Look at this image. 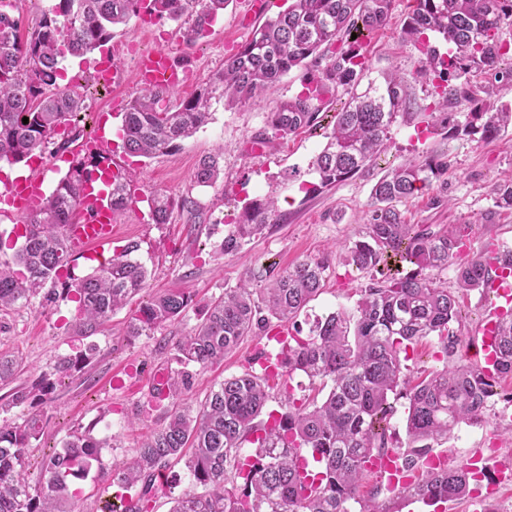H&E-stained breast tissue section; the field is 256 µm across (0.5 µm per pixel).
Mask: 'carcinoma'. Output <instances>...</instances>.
I'll return each mask as SVG.
<instances>
[{"instance_id":"1","label":"carcinoma","mask_w":512,"mask_h":512,"mask_svg":"<svg viewBox=\"0 0 512 512\" xmlns=\"http://www.w3.org/2000/svg\"><path fill=\"white\" fill-rule=\"evenodd\" d=\"M230 0H52L38 24L20 33L18 22L0 0V159L26 163L54 143L61 127L70 138L55 151H67L79 138L75 124L87 112L86 96L57 89L59 60L91 52L112 38V27L126 24L141 11L177 23L183 45L195 46ZM394 0H290L273 19L255 27L248 41L224 69L196 96L170 106V91H149L129 103L122 114L125 149L145 157L167 154L180 147L212 117L211 106L222 100L246 102L273 93L279 79L313 60L323 48L354 31L369 38L385 26ZM512 26V0H415L401 37L423 55L417 74L439 79L437 101L428 112L411 111L403 80L390 76L383 89L358 92L365 58L357 45L335 52L310 86L287 101H275L267 113L274 134L285 137L316 123V102L342 87L350 97L336 113L326 144L313 162L322 187L331 186L362 170L386 152L397 116H408L428 127H440L453 138L463 131L494 140L512 128V104L483 103L469 82L449 87L452 78L472 73L491 74L501 87L512 89V42L503 37ZM448 44L441 54L431 38ZM471 104L464 125L437 108L448 98ZM29 118L23 123L22 118ZM223 150L201 159L195 183L209 187L221 175ZM95 165L79 160L59 180L46 203L24 217L23 243L15 272L0 268V309L28 301L44 285L59 279L70 264L65 225L78 215L84 184ZM447 171L438 155L418 163H388L372 188L374 208L346 248L345 262L370 275L361 288L356 314L331 313L306 337L293 336L282 351L276 376L297 371L319 384L323 400L297 398L289 391L279 408L267 410L268 375L253 370L230 376L194 408L189 394L194 384L190 364H214L255 329L269 320L290 321L323 289L330 264L308 259L270 278L261 288L244 282L225 290L209 307L203 321L177 345L183 368L169 373L165 395L172 408L164 422L141 443L122 467L104 472L102 445L91 434L77 433L61 449L43 458L32 479L27 449L42 435L40 413L21 423L0 425V512H83L80 491L71 478L102 471L107 487L123 494L120 512H150L156 478L180 461L190 473L171 512H401L409 500L433 504L465 497L473 480L467 465L429 467L418 461L432 443L448 438L460 424L484 421L489 401L497 395L498 379L512 375V313L497 323L491 362L482 366L455 358L460 342L454 325L462 322L457 291L483 293L496 261L512 270V249L493 244L461 256L466 235L408 224L395 203L431 188ZM494 204L512 209V180L493 188ZM135 202L132 176L112 177L108 198L113 215ZM153 220L168 221L171 200L161 194L146 197ZM277 208L269 198L250 202L234 231L224 237V252L273 222ZM140 245L121 246L93 273L65 288L77 304L75 328L92 336L110 321L113 312L146 288L147 268L136 258ZM392 253L413 266L401 274L375 273ZM456 266L458 290L434 277ZM190 296L170 290L139 308L125 336H148L181 317ZM429 336L438 339L437 361L442 366L413 384L406 371L408 350ZM96 347L62 358L55 371L30 387L20 388L0 404L1 410L27 403L43 404L60 377L90 365ZM408 400L406 447H393L387 421L394 407L389 395ZM254 453L241 454L243 443ZM389 452L413 482L388 490L377 486L365 494L364 478L373 459Z\"/></svg>"}]
</instances>
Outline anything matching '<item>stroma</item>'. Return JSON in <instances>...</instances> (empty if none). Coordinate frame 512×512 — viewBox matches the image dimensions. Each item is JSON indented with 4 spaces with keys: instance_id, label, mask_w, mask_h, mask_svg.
<instances>
[{
    "instance_id": "1",
    "label": "stroma",
    "mask_w": 512,
    "mask_h": 512,
    "mask_svg": "<svg viewBox=\"0 0 512 512\" xmlns=\"http://www.w3.org/2000/svg\"><path fill=\"white\" fill-rule=\"evenodd\" d=\"M412 6V0H394L385 27L363 44L367 68L360 85L381 87L387 75L399 74L414 111L419 112L432 104L435 92L433 81L416 75L417 51L400 38ZM284 7L285 0H267L262 13L249 15L240 0H230L206 35L187 51L179 44L175 22L131 19L113 29L106 45L105 50L115 52L121 61L120 83L107 88L88 83L94 74L91 63L103 50L82 57L69 55L62 61L59 86L87 95L96 104L84 122V133L104 129L118 164L136 173L138 194L144 198L158 192L173 204L165 224L150 220L144 201L126 211L115 224L113 246L139 242V257L150 274L148 294L178 289L190 295L191 303L182 317L153 335L132 339L124 338L123 333L140 305L136 298L88 337L74 334L75 304L59 282L47 284L45 293L26 303L0 311V355L18 357L22 363L14 385L0 387V396L9 395L17 386H31L41 375L53 371L59 357L91 344L97 349L93 362L65 377L43 405V434L37 447L28 451L31 465H38L44 456L61 448L70 433L85 430L104 444V470L129 460L142 433L162 424L168 410L167 401L154 396L152 381L157 372L179 369L178 343L203 320L213 300L242 280L277 274L300 261L326 257L331 268L325 286L296 317L295 329L305 336L316 320L337 311H354L359 289L367 279L344 266V248L356 237L371 203V189L384 173L383 166L369 164L335 186L322 189L312 169V161L325 143L324 132L331 128L336 111L348 97L345 90L322 99L317 126L284 139L273 137L267 112L271 100H288L302 90L307 77L303 68L283 76L271 99L213 105L212 120L172 153L153 158L128 155L119 135L117 109L142 93L136 67L143 53L169 48L177 59L186 62L195 82L176 93L177 99H186L209 85L254 27ZM218 147L224 150L220 179L210 187L196 186L193 173L199 160ZM432 154L442 156L448 171L431 189L400 203L407 223L428 224L436 230L469 227L475 252L490 243L512 248V210L495 207L492 197L495 183L512 179V140L503 136L485 143L463 134L449 138L441 129L429 131L416 120L397 117L391 128L388 159L418 162ZM187 198L197 202L196 212L182 209ZM256 198L277 200L276 223L243 242L237 251L225 253L224 238L231 230L225 215L240 214ZM49 292L54 293V300H46ZM280 350V344L268 340L266 331L245 337L223 361L197 369L195 400H203L216 382L241 374L249 364L278 355ZM491 444L498 449L487 471L492 482L498 466L512 463V425L496 415H489L479 425H460L430 453L453 467Z\"/></svg>"
}]
</instances>
